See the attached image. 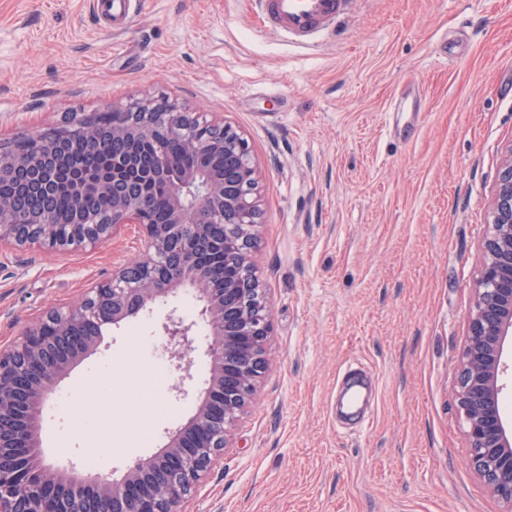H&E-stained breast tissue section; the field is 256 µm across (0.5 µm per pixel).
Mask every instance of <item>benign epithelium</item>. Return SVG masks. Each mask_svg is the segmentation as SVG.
<instances>
[{
    "label": "benign epithelium",
    "instance_id": "1",
    "mask_svg": "<svg viewBox=\"0 0 512 512\" xmlns=\"http://www.w3.org/2000/svg\"><path fill=\"white\" fill-rule=\"evenodd\" d=\"M112 139L136 140L162 135L179 138L208 157H224V171L185 168L169 190L165 224L148 218L149 200L117 195L114 186L127 173L130 158H112V175L91 169L67 187L82 234L71 238L59 224H31L16 201L0 197V247L37 248L63 255L93 250L125 225H138L145 248L115 267L112 276L92 284L75 302L52 307L11 344L0 348V512H180L179 507L224 458L233 433L257 393L266 369L274 325L257 275L254 252L260 223L256 168L243 135L206 112H184L176 104L136 100L108 113ZM199 126L216 129L208 142L196 137ZM30 154L0 149V182L17 169L41 173L46 158L61 144L75 153L102 151L93 126L77 122L34 136ZM112 199L106 212L89 207ZM224 244V274L210 264L216 241ZM184 288L201 304L208 331L210 374L193 414L167 433L157 453L130 464L119 478L87 477L39 459L27 462L25 449L41 447L39 427L27 405L44 408L57 385L75 365L96 351L100 337H85L73 349L62 339L88 325L99 329L149 311ZM175 369L190 374L184 362L191 341L183 319L172 314L163 325ZM512 335V142L506 149L481 248L473 305L461 352L455 395L466 422L470 463L493 497L512 512V441L500 395L504 343Z\"/></svg>",
    "mask_w": 512,
    "mask_h": 512
}]
</instances>
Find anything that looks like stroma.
Wrapping results in <instances>:
<instances>
[{
  "instance_id": "obj_1",
  "label": "stroma",
  "mask_w": 512,
  "mask_h": 512,
  "mask_svg": "<svg viewBox=\"0 0 512 512\" xmlns=\"http://www.w3.org/2000/svg\"><path fill=\"white\" fill-rule=\"evenodd\" d=\"M415 82V127L388 103ZM166 98L242 133L258 171L255 253L275 326L260 391L184 512H503L467 461L455 374L503 148L512 143V0H359L308 48L253 0H139L122 30L94 0H0V144ZM144 247L0 248V346ZM192 323L191 377L161 324ZM208 331L178 292L110 328L43 412L59 468L117 477L184 423ZM375 382L337 419L349 371Z\"/></svg>"
}]
</instances>
